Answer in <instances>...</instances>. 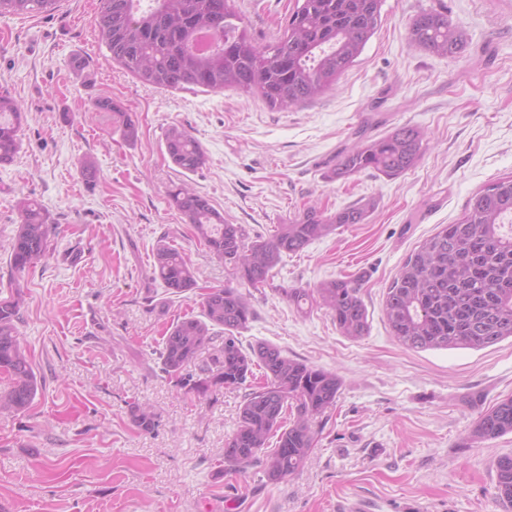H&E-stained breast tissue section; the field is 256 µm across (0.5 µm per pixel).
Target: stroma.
Segmentation results:
<instances>
[{
  "label": "stroma",
  "instance_id": "obj_1",
  "mask_svg": "<svg viewBox=\"0 0 512 512\" xmlns=\"http://www.w3.org/2000/svg\"><path fill=\"white\" fill-rule=\"evenodd\" d=\"M97 5L59 0L49 14L0 17V90L25 114L21 149L0 166V297L21 285L18 327L40 384L29 410L0 414V512H504L494 462L512 454V434L480 440L473 430L512 396V341L410 350L391 336L382 303L422 240L512 175V0H384L377 33L336 88L285 111L242 92L140 83L107 61ZM238 5L265 41L294 0ZM439 8L466 35L453 58L406 40L415 14ZM94 95L121 99L136 140L92 108ZM172 124L204 150L196 172L166 155ZM404 125L426 133L414 168L395 179H328L338 152ZM86 156L97 165L91 178L79 168ZM181 182L253 239L310 204L333 214L375 203L365 223L283 255L263 287H240L254 310L243 347L276 346L342 383L295 476L268 481L258 462L225 472L248 386L200 400L160 370L167 329L231 281L170 206ZM26 195L55 224L47 257L17 273L9 246ZM162 238L194 267L196 290L172 296L154 280ZM339 276L357 278L367 306L369 331L357 340L326 309L301 312L281 294ZM137 403L156 413L152 432L134 423Z\"/></svg>",
  "mask_w": 512,
  "mask_h": 512
}]
</instances>
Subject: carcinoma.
<instances>
[{
    "label": "carcinoma",
    "instance_id": "1",
    "mask_svg": "<svg viewBox=\"0 0 512 512\" xmlns=\"http://www.w3.org/2000/svg\"><path fill=\"white\" fill-rule=\"evenodd\" d=\"M58 0H0V17L38 15L56 9ZM383 0H295L279 32L263 42L253 37L236 0H99L95 27L108 60L141 83L163 89L198 87L221 93L241 91L275 110L311 102L334 89L340 76L363 52L381 23ZM409 46L454 57L466 38L448 13L422 10L409 23ZM24 112L17 100L0 93V166L19 149ZM424 132L401 126L380 137H365L344 151L330 171L347 180L365 171L394 179L414 168L422 155ZM171 162L193 173L206 162L200 144L182 127L164 134ZM172 205L191 225L195 238L213 259L230 268L233 279L253 288L263 285L284 253H297L345 224H361L370 201L328 215L315 205L277 225L269 239H249L240 224H226L210 200L182 183L169 190ZM20 224L11 243L12 269L23 272L46 257L54 224L37 200L16 202ZM154 277L165 291L180 295L197 287L194 268L164 240L154 247ZM297 307L326 308L341 335L356 340L368 332L361 288L348 277L325 280L308 291L284 288ZM21 286L0 298V374L10 387L0 392V413L27 411L39 382L17 323ZM201 315L174 323L159 352L161 370L198 397L217 387L239 388L263 370L264 383L246 394L237 430L225 443L224 470L241 472L261 460L264 474L279 481L298 473L314 447L313 420L336 404L338 376L271 345L244 351L235 331L253 316L239 289L226 285L201 296ZM384 312L393 336L412 349L484 348L512 338V176L487 185L467 203L462 216L425 239L406 259L385 292ZM222 339L208 362L192 373L186 367L199 350ZM292 415L283 425L284 415ZM137 427L150 432L156 416L147 404L135 405ZM512 433V397L481 413L474 436L495 439ZM278 435L275 447L269 440ZM495 498L512 505V454L494 463Z\"/></svg>",
    "mask_w": 512,
    "mask_h": 512
}]
</instances>
